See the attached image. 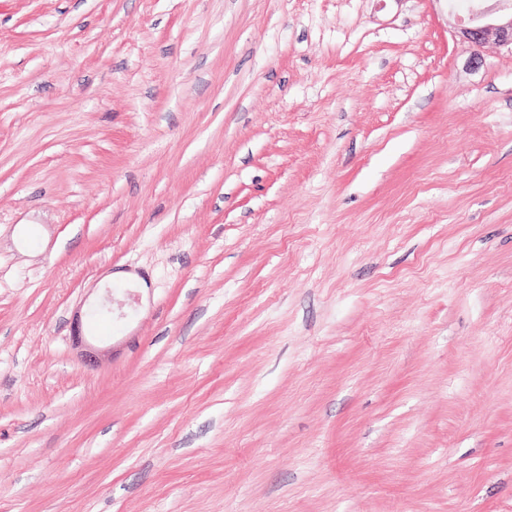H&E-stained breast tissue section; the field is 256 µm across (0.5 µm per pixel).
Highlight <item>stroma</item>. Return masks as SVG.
<instances>
[{
  "label": "stroma",
  "mask_w": 512,
  "mask_h": 512,
  "mask_svg": "<svg viewBox=\"0 0 512 512\" xmlns=\"http://www.w3.org/2000/svg\"><path fill=\"white\" fill-rule=\"evenodd\" d=\"M0 512H512V49L0 0Z\"/></svg>",
  "instance_id": "stroma-1"
}]
</instances>
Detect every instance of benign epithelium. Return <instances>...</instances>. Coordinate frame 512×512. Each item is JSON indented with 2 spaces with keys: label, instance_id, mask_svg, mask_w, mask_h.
I'll return each instance as SVG.
<instances>
[{
  "label": "benign epithelium",
  "instance_id": "1",
  "mask_svg": "<svg viewBox=\"0 0 512 512\" xmlns=\"http://www.w3.org/2000/svg\"><path fill=\"white\" fill-rule=\"evenodd\" d=\"M459 36L475 48L488 44L512 47V0H480L459 18Z\"/></svg>",
  "mask_w": 512,
  "mask_h": 512
}]
</instances>
